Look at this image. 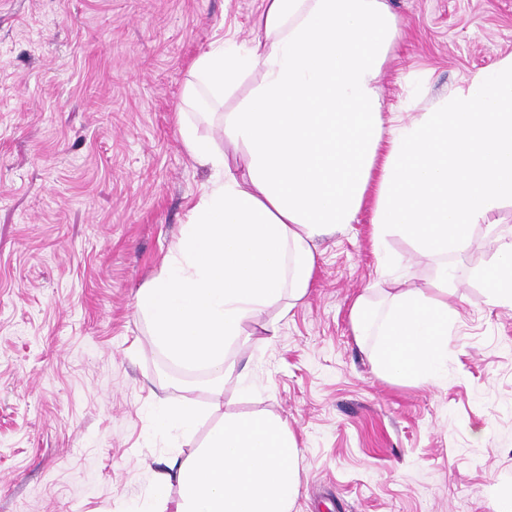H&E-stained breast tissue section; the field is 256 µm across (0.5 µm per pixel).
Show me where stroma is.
Returning a JSON list of instances; mask_svg holds the SVG:
<instances>
[{
	"mask_svg": "<svg viewBox=\"0 0 512 512\" xmlns=\"http://www.w3.org/2000/svg\"><path fill=\"white\" fill-rule=\"evenodd\" d=\"M403 37L381 74L385 119L410 121L512 52V0H388ZM262 0H0V512H155L159 474L222 414L287 421L301 450L291 512H494L512 493V310L475 272L499 236L449 257L460 317L440 386L392 383L357 342L354 299L395 261L405 287L436 262L370 210L318 243L308 297L268 344H231L209 374L156 349L136 293L159 273L211 172L177 114L210 44L251 40ZM193 396L187 437L159 403ZM154 423L161 430H175L191 433L198 421V405L186 398L178 407L156 406L151 411Z\"/></svg>",
	"mask_w": 512,
	"mask_h": 512,
	"instance_id": "1",
	"label": "stroma"
}]
</instances>
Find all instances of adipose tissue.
<instances>
[{"label":"adipose tissue","mask_w":512,"mask_h":512,"mask_svg":"<svg viewBox=\"0 0 512 512\" xmlns=\"http://www.w3.org/2000/svg\"><path fill=\"white\" fill-rule=\"evenodd\" d=\"M256 36L219 41L194 61L212 105L247 75L249 96L223 113L221 147L180 121L183 146L210 168L160 273L136 295L154 346L175 361L231 374L225 350L267 310L279 319L307 296L322 237L356 222L373 198L375 242L397 233L438 265L424 288H370L350 308L358 341L375 337V372L407 385L445 377L459 317L446 259L512 203V52L472 72L409 122L385 124L380 76L401 32L385 0H263ZM486 301L512 309V238L476 270ZM299 448L270 413L223 416L197 453L163 473L159 512H289ZM176 497L165 494L168 484Z\"/></svg>","instance_id":"ef3b65f1"}]
</instances>
